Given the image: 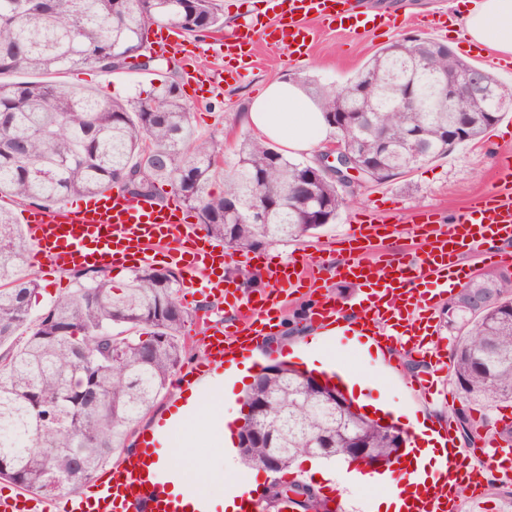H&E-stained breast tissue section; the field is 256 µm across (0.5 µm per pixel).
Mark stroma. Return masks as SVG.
Listing matches in <instances>:
<instances>
[{
    "mask_svg": "<svg viewBox=\"0 0 512 512\" xmlns=\"http://www.w3.org/2000/svg\"><path fill=\"white\" fill-rule=\"evenodd\" d=\"M364 9L392 13L395 27L391 33L382 36L371 34L353 37L340 30H316L314 41L303 64L292 66L288 63L287 50L275 53L262 52L259 63L244 71L242 76L222 83L215 94L205 95L203 100L192 101V124L197 135L215 137L224 146L226 161H234V150L248 131L245 116L256 95L272 81L289 80L311 89L315 85L342 88L347 85L364 62L379 49L394 41L409 36H427L428 23L454 15L451 0H360ZM217 8L224 17V29L209 34L204 40L185 39L187 48L196 50V64L199 69L212 71L224 68L225 59L222 45L226 35L239 28L254 24H272L274 17L267 0H216ZM69 84L92 90L104 98L127 101L148 93L160 86L159 76L143 71H118L106 73L95 69L76 68L62 76ZM512 132V111L505 113L489 131L486 138L460 147L446 157L425 164L422 167L384 184H374L355 178L348 196L349 202L336 220L326 225L318 237L306 238L270 246L271 254L288 257L304 254L308 263L320 272V284L324 290L336 295L340 306H349L350 300L358 293V286L338 281L336 266L345 257L344 240L354 214L360 210L379 207L395 221L408 220L414 212L430 209L439 212L441 218H448L473 197L486 191L495 181L498 156L501 150L512 145L507 135ZM309 298L297 293L291 294L282 309V325L277 334L270 336L263 346L259 359L261 366L279 364L284 346L292 343H307L317 338V346L323 355L344 370L357 375L367 383V395L383 399L393 406L406 409L419 402L420 396L411 386L420 374L427 372L425 363H410L408 358L387 365H376L359 350L343 340L318 339L316 323L306 318ZM194 320L188 324L186 334L194 346L187 356V363H194L204 355L199 339L209 336L210 330L204 320V313L213 310L223 322L235 319L236 311L232 301L220 300L205 294L197 295L189 305ZM213 401L212 394H205L200 412L188 426L173 434L175 447L184 451L185 457L199 456L200 469H208L220 460L230 461L233 471L231 482L240 488L252 487L254 480L263 484L287 480V472H258L241 463L236 449L217 444L209 433L207 413Z\"/></svg>",
    "mask_w": 512,
    "mask_h": 512,
    "instance_id": "obj_1",
    "label": "stroma"
}]
</instances>
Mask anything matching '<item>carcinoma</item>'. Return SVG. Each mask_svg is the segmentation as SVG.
<instances>
[{"instance_id": "obj_1", "label": "carcinoma", "mask_w": 512, "mask_h": 512, "mask_svg": "<svg viewBox=\"0 0 512 512\" xmlns=\"http://www.w3.org/2000/svg\"><path fill=\"white\" fill-rule=\"evenodd\" d=\"M201 39L223 26L214 0H0V76L60 74L75 67L116 71L163 69L160 58L137 62L151 26ZM472 65L426 38L396 41L377 51L341 90L315 87L328 122L359 156L361 173L383 183L484 135L503 111L481 112L482 101L461 93L457 111L440 105L445 87ZM413 85L419 107L396 111ZM375 130L366 132L358 112ZM192 109L178 82L165 76L146 97L114 102L59 81L0 80V198L39 207L73 197L93 198L127 178L147 176L171 187L206 234L233 249L275 245L313 235L333 222L347 200L330 175L288 159L249 134L235 163L213 137L191 127ZM466 127L450 137L455 122ZM409 133L416 139L406 142ZM222 180L224 190L213 183ZM268 197L279 208L262 224L228 210ZM26 239L0 209V478L36 496L78 493L97 469L124 450L127 429L154 407L189 352L184 339L193 314L179 302L181 275L143 266L122 287L104 271L74 273L76 288L33 311L39 283L18 273ZM450 321L466 331L452 352L454 381L464 408L456 416L473 428L467 408L512 404V274L487 270L448 298ZM250 409L239 431L242 461L266 468L274 449H288L280 469L300 456L345 460L351 431L363 447L388 461L397 451L392 428L357 424L345 410L290 368L263 372L244 396ZM302 482H275L265 499L297 491Z\"/></svg>"}]
</instances>
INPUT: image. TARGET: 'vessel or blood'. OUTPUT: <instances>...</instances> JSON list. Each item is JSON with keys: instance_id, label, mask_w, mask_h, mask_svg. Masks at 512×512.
Returning a JSON list of instances; mask_svg holds the SVG:
<instances>
[{"instance_id": "vessel-or-blood-1", "label": "vessel or blood", "mask_w": 512, "mask_h": 512, "mask_svg": "<svg viewBox=\"0 0 512 512\" xmlns=\"http://www.w3.org/2000/svg\"><path fill=\"white\" fill-rule=\"evenodd\" d=\"M268 3L275 16L273 24L262 33L247 28L224 41L225 57L238 61L240 68L252 67L253 61L246 58L243 47L258 41L271 52L289 49L290 63H302L303 48L310 40V25L314 22L327 28L337 25L355 34L393 28L389 15L361 13L351 0ZM153 44L162 55L183 47L178 32L165 27L158 28ZM183 74L190 84L217 87L223 81L222 71H199L190 55L184 58ZM497 180L498 187L474 197L449 222H442L432 210L413 215L410 231L420 239L423 251L403 261L389 260L390 271L386 274L367 255L377 241L400 234V226L369 211L354 217L349 238L356 242L358 252L344 258L336 273L372 285V292L359 298L357 305L385 362L395 361L403 353H430L427 338L436 332L433 320L439 301L471 275L453 259L459 249L484 244L488 247L487 264H512L511 152H502ZM22 218L25 235L35 248V263L51 272L70 267H133L160 256L183 272V286L189 295H196L195 283L199 280L216 296L229 294L233 286L224 277V265L231 260L228 249L222 242L200 235L173 197L151 204L119 190L108 191L83 204L29 209ZM263 267L282 291L307 289L312 297L309 319L323 330H335L344 313L333 294L318 292L307 266L299 265L292 257H272ZM236 306L232 327L212 324L205 355L181 372L179 391L197 387L223 372L225 362L265 337L273 313L281 309L282 302L269 292L237 298ZM440 430L447 458L446 469L439 476L441 487L418 497L408 512H458L460 486L468 487L470 499L477 505L485 492L486 476L512 480V469L501 463L502 458L512 456L511 449L503 448L493 455L487 450L484 436L464 445L458 442L452 424H441ZM159 448L156 439H142L139 449L80 492L68 496L63 506L17 492L0 496V512H169L168 500L160 497L146 475V459Z\"/></svg>"}]
</instances>
